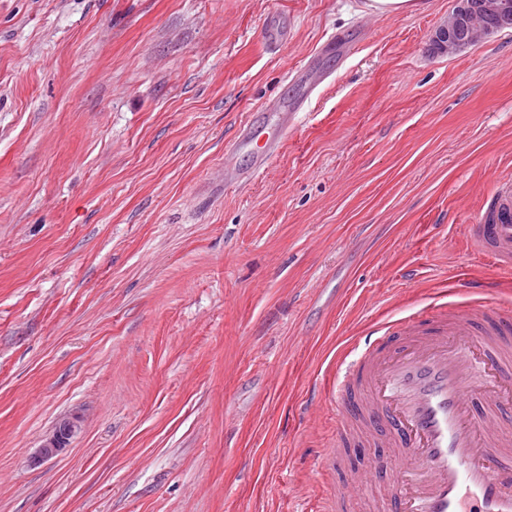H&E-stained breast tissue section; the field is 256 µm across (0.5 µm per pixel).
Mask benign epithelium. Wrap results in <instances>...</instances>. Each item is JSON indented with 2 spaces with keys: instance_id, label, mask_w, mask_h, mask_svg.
<instances>
[{
  "instance_id": "benign-epithelium-1",
  "label": "benign epithelium",
  "mask_w": 512,
  "mask_h": 512,
  "mask_svg": "<svg viewBox=\"0 0 512 512\" xmlns=\"http://www.w3.org/2000/svg\"><path fill=\"white\" fill-rule=\"evenodd\" d=\"M512 24V0H454V13L451 24L435 30L432 37L434 49L453 53L466 48L457 40L454 31L458 27L471 28L473 40L484 39ZM76 431L74 421L61 420L52 434L45 438L39 454L49 458L63 450Z\"/></svg>"
}]
</instances>
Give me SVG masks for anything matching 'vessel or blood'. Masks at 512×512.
<instances>
[{
    "label": "vessel or blood",
    "instance_id": "1",
    "mask_svg": "<svg viewBox=\"0 0 512 512\" xmlns=\"http://www.w3.org/2000/svg\"><path fill=\"white\" fill-rule=\"evenodd\" d=\"M316 89L280 102V122L247 121L240 142L253 166L224 155V181L258 177ZM467 235L478 255L512 274V179L498 180ZM512 308L485 299L422 308L370 332L356 357L336 363V445L332 466L352 443L382 442L395 469L370 458L348 483L371 479L386 494L379 512H512V414L499 401L512 389Z\"/></svg>",
    "mask_w": 512,
    "mask_h": 512
}]
</instances>
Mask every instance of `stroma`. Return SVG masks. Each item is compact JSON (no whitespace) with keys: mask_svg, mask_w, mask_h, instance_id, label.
<instances>
[{"mask_svg":"<svg viewBox=\"0 0 512 512\" xmlns=\"http://www.w3.org/2000/svg\"><path fill=\"white\" fill-rule=\"evenodd\" d=\"M453 4L0 0V512H322L337 357L512 303L465 232L512 177V29L435 53ZM295 69L307 115L225 185ZM414 0H369L368 8L377 14H403L415 8ZM317 86V84L305 82L300 96L290 105H288V98L282 99L278 107L283 111L278 112L280 122L275 129L253 119H249L245 123L240 132V144L251 146L254 153L253 166L249 171H240L236 163L235 149H229L224 154L225 185L257 178L265 171L269 159L278 150L283 137L294 127L298 115L303 113L301 111L309 102ZM75 431L74 421L70 419L61 420L52 434L45 438L39 451L40 456L49 458L63 450L73 438Z\"/></svg>","mask_w":512,"mask_h":512,"instance_id":"obj_1","label":"stroma"}]
</instances>
